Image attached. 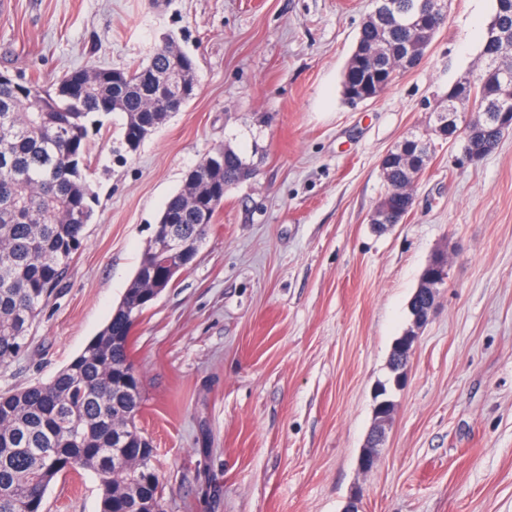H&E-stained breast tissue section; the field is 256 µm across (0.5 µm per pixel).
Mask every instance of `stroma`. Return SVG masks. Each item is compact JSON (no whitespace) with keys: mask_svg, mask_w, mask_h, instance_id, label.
<instances>
[{"mask_svg":"<svg viewBox=\"0 0 512 512\" xmlns=\"http://www.w3.org/2000/svg\"><path fill=\"white\" fill-rule=\"evenodd\" d=\"M496 0H449L420 62L376 98L342 95L372 0H8L0 71L147 62L170 37L193 99L136 152L121 114L91 133L83 250L0 366V392L48 381L103 328L187 173L229 147L253 175L224 194L194 263L133 330L164 512H512V131L477 163L436 144L404 223L369 218L380 160L426 130L476 68ZM448 278L418 331L379 460L358 458L409 302L436 252ZM44 512H99L87 470Z\"/></svg>","mask_w":512,"mask_h":512,"instance_id":"35a3bbf8","label":"stroma"}]
</instances>
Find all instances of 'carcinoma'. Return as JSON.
<instances>
[{"label": "carcinoma", "mask_w": 512, "mask_h": 512, "mask_svg": "<svg viewBox=\"0 0 512 512\" xmlns=\"http://www.w3.org/2000/svg\"><path fill=\"white\" fill-rule=\"evenodd\" d=\"M388 16L363 24L357 42L381 50L373 69L344 76L357 87L392 81L400 51L416 40L427 48L442 21L419 18L416 0H388ZM512 0H496L480 62L473 71L475 95L489 117L462 148L487 155L503 132L493 115L512 111V82L496 66L512 70ZM195 72L194 59L160 46L148 63L122 70L66 71L51 87L39 78L18 80L0 73V365L24 350L33 321L60 286L70 262L86 242L95 194L87 177L89 133L103 119L123 116V140L142 125L157 130L163 101L175 93L174 69ZM405 154L430 156L436 145L414 136ZM240 155L224 156L211 184L180 189L165 203L123 298L104 328L46 383L0 393V512H42L46 489L70 471L98 478L100 512H163L151 441L138 426L144 396L131 359L133 328L152 304L153 283L167 280L165 259L186 248L192 263L216 212L224 187L238 182ZM419 168L387 170V193L395 214L412 204L398 190L414 182Z\"/></svg>", "instance_id": "obj_1"}]
</instances>
